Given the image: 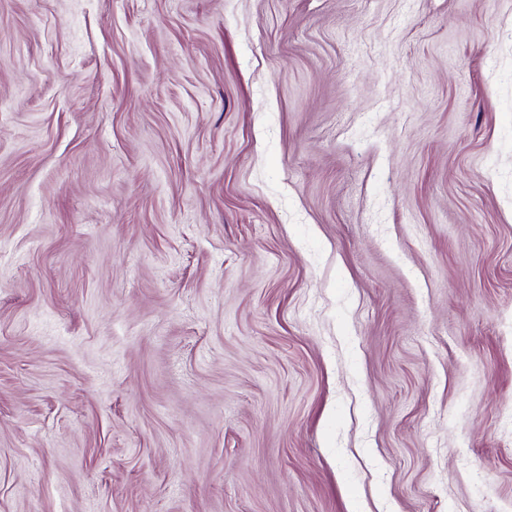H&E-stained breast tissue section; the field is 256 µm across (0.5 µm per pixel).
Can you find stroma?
<instances>
[{"instance_id": "stroma-1", "label": "stroma", "mask_w": 512, "mask_h": 512, "mask_svg": "<svg viewBox=\"0 0 512 512\" xmlns=\"http://www.w3.org/2000/svg\"><path fill=\"white\" fill-rule=\"evenodd\" d=\"M512 506V0H0V512Z\"/></svg>"}]
</instances>
